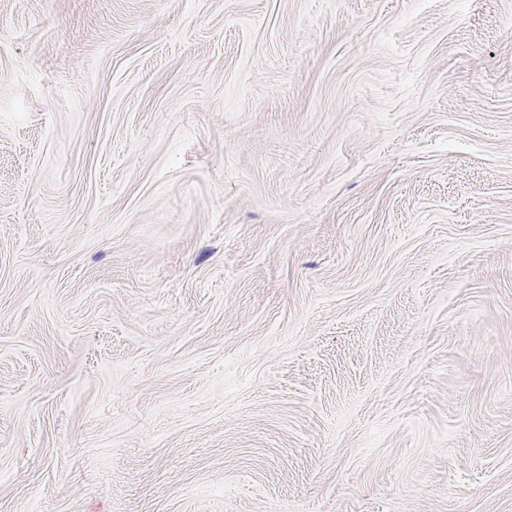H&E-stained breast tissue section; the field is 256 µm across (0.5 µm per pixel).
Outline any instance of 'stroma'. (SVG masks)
I'll list each match as a JSON object with an SVG mask.
<instances>
[{
    "instance_id": "35a3bbf8",
    "label": "stroma",
    "mask_w": 512,
    "mask_h": 512,
    "mask_svg": "<svg viewBox=\"0 0 512 512\" xmlns=\"http://www.w3.org/2000/svg\"><path fill=\"white\" fill-rule=\"evenodd\" d=\"M0 512H512V0H0Z\"/></svg>"
}]
</instances>
